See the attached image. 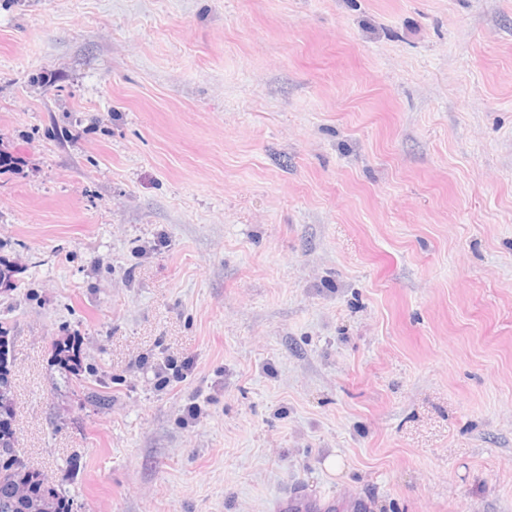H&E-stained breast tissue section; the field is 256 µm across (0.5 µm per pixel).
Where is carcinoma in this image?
I'll return each instance as SVG.
<instances>
[{
  "mask_svg": "<svg viewBox=\"0 0 512 512\" xmlns=\"http://www.w3.org/2000/svg\"><path fill=\"white\" fill-rule=\"evenodd\" d=\"M7 356L8 340L0 328V512H32L34 502L41 503L48 512H71L69 503L40 471L25 463L16 448Z\"/></svg>",
  "mask_w": 512,
  "mask_h": 512,
  "instance_id": "carcinoma-1",
  "label": "carcinoma"
}]
</instances>
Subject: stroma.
Wrapping results in <instances>:
<instances>
[{
    "mask_svg": "<svg viewBox=\"0 0 512 512\" xmlns=\"http://www.w3.org/2000/svg\"><path fill=\"white\" fill-rule=\"evenodd\" d=\"M0 150L72 512H512V0H0Z\"/></svg>",
    "mask_w": 512,
    "mask_h": 512,
    "instance_id": "obj_1",
    "label": "stroma"
}]
</instances>
